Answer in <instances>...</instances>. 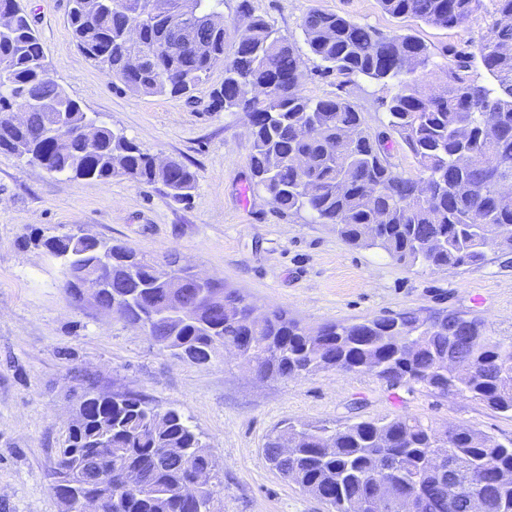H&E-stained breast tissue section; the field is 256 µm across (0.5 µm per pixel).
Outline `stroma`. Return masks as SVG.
Here are the masks:
<instances>
[{
	"mask_svg": "<svg viewBox=\"0 0 512 512\" xmlns=\"http://www.w3.org/2000/svg\"><path fill=\"white\" fill-rule=\"evenodd\" d=\"M18 2L41 40L50 78L142 148L187 165L196 184L189 201L177 202L159 183L73 179L0 152V512H62L52 470L77 400L90 388L138 393L160 409H179L216 459L210 480L216 512H327L265 459L268 435L288 421L332 426L403 416L512 439V416L465 396L393 388L368 371L260 380L233 356L220 352L194 363L123 318L75 301L63 286L60 261L38 240L80 231L158 262L175 253L195 272L242 291L258 310L282 308L307 326L445 309L475 314L492 335L512 336V253L491 251L481 264L433 271L350 244L335 225L314 223L308 214L278 212L250 186L246 115L210 106L223 67L189 99L138 94L76 49L69 0ZM250 3L254 15L294 44L302 94L317 99L347 91L375 129L386 120L381 102L393 86L361 80L340 88L339 77L324 72L304 41L300 23L308 11H332L385 34L411 33L438 67L448 47L487 33L481 21L463 31L396 19L378 0Z\"/></svg>",
	"mask_w": 512,
	"mask_h": 512,
	"instance_id": "35a3bbf8",
	"label": "stroma"
}]
</instances>
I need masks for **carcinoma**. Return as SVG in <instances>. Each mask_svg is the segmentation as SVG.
I'll use <instances>...</instances> for the list:
<instances>
[{
	"label": "carcinoma",
	"instance_id": "carcinoma-1",
	"mask_svg": "<svg viewBox=\"0 0 512 512\" xmlns=\"http://www.w3.org/2000/svg\"><path fill=\"white\" fill-rule=\"evenodd\" d=\"M73 44L109 76L143 95L190 96L212 68L224 65V81L211 107L245 111L253 137L251 180L284 214L305 212L319 224H334L347 242L378 247L392 259L433 270L482 261L489 243L482 226L498 224L494 242L512 251V0H378L394 18H413L444 29H466L478 16L488 32L466 47L448 48L436 90L415 73L430 64L428 47L412 34H384L334 12L313 9L301 28L310 53L352 83L367 78L396 84L385 102L387 123L373 131L363 112L338 94L319 99L299 88L294 45L240 3L249 23L225 56L226 25L194 33L196 48L170 52L169 27L178 16L221 13L224 0H71ZM11 26L0 28V151L25 157L45 170L103 183L116 177L162 183L177 202L186 201L196 176L177 161L158 168L153 155L123 132L91 122L79 101L67 96L47 73L42 43L17 0ZM139 27L134 45L126 30ZM141 63L132 68L130 56ZM491 77L472 78L475 64ZM18 110L22 123L13 121ZM411 157L417 175L407 176L389 160L392 136ZM378 225L369 238L365 229ZM42 246L65 269L64 287L76 295L99 266L111 264L110 289L127 303L136 322L168 300L170 282L132 247L99 239L69 245L59 237ZM246 297L224 289V303L196 319L168 316L145 324L165 347L217 349L242 338L256 346L241 362L257 363L267 376L295 378L320 369L356 373L368 365L391 386L419 385L446 396L467 395L512 414V336H492L475 315L455 311H405L353 323H330L310 338L280 308L255 322ZM85 418L69 427L54 467L55 483L70 498L103 480L114 512H213V492L192 480L197 468L214 467L212 454L183 414L159 410L130 394L116 402L104 393L91 398ZM450 435L445 445L441 433ZM291 448L286 457L280 449ZM268 463L328 512H350V504L389 489H408L416 512H470L478 496L484 512H512V440L501 442L464 425L439 431L419 419H349L331 427L285 423L268 437ZM435 454L453 462L448 475L430 466ZM123 472L141 487L123 486Z\"/></svg>",
	"mask_w": 512,
	"mask_h": 512
}]
</instances>
